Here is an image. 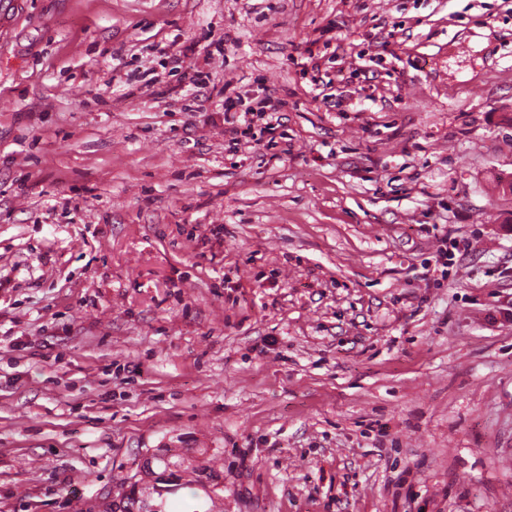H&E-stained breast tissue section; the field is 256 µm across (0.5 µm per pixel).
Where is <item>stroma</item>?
Segmentation results:
<instances>
[{
  "label": "stroma",
  "instance_id": "stroma-1",
  "mask_svg": "<svg viewBox=\"0 0 512 512\" xmlns=\"http://www.w3.org/2000/svg\"><path fill=\"white\" fill-rule=\"evenodd\" d=\"M511 180L512 0H0V512H512ZM224 93V135H229V143L237 146L241 143L240 137L247 138L256 121H265L264 129L273 133L281 126L282 114L288 107V102L262 88V95L257 96L256 107L248 106L241 109L244 96L225 84ZM240 136V137H239Z\"/></svg>",
  "mask_w": 512,
  "mask_h": 512
}]
</instances>
